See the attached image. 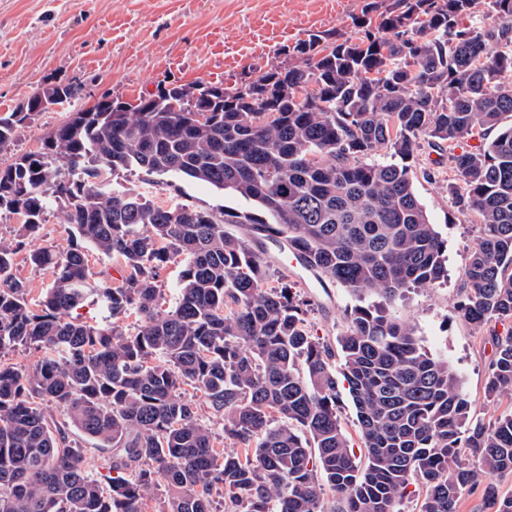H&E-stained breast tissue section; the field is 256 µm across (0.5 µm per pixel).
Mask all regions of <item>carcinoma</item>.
<instances>
[{"label": "carcinoma", "instance_id": "obj_1", "mask_svg": "<svg viewBox=\"0 0 512 512\" xmlns=\"http://www.w3.org/2000/svg\"><path fill=\"white\" fill-rule=\"evenodd\" d=\"M478 13L490 22L469 23ZM379 17L362 10L356 38L311 34L288 50L299 63L233 87L104 98L0 165V211L23 217L18 239L0 244V353L42 352L28 368L0 361V512H145L159 486L158 512H214L220 491L232 512H321L325 483L336 512H403L416 482L419 512H457L467 490L512 512L486 481L512 475V412L490 425L474 416L448 360L390 312L447 279L445 241L414 191L420 140L458 147L481 130L496 135L450 158L448 193L481 221L457 311L478 327L512 321V0H394ZM38 96L0 114V152ZM381 147L390 160L375 159ZM172 169L250 207L108 192L112 178ZM55 204L71 226L62 251L34 244ZM268 242L356 298L335 341L308 329L288 283L268 284ZM90 247L118 262L120 281L91 270ZM25 249L52 273L36 304L13 272ZM176 257L178 297L162 314L159 272ZM369 294L381 301L363 304ZM87 304L108 316L68 319ZM342 388L363 462L339 416ZM190 389L241 450L218 458ZM486 392L512 394V330ZM71 428L112 449L107 473L85 471Z\"/></svg>", "mask_w": 512, "mask_h": 512}]
</instances>
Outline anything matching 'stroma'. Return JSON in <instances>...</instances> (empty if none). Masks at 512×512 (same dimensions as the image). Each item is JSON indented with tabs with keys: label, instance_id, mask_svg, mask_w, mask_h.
I'll return each instance as SVG.
<instances>
[{
	"label": "stroma",
	"instance_id": "stroma-1",
	"mask_svg": "<svg viewBox=\"0 0 512 512\" xmlns=\"http://www.w3.org/2000/svg\"><path fill=\"white\" fill-rule=\"evenodd\" d=\"M366 0H0V113L26 103L41 87L78 82L79 107L102 97L132 102L172 83L209 82L226 87L286 65L284 47L318 32L360 36L352 22ZM68 115L67 108L40 112L18 125L0 162L40 149L47 134ZM414 189L447 245L448 282L409 295L394 315L414 326L422 345L447 359L476 416L493 421L512 411V398L490 400L489 365L497 337L512 324L467 323L455 310L465 291L464 269L479 236V220L459 212L448 193L455 177L447 155L422 145L414 160ZM162 205L182 201L201 208H242L243 198L209 185L178 186L118 179ZM273 268L306 301L308 326L336 338L347 328L355 299L338 284L319 282L291 266L285 252L271 247Z\"/></svg>",
	"mask_w": 512,
	"mask_h": 512
}]
</instances>
